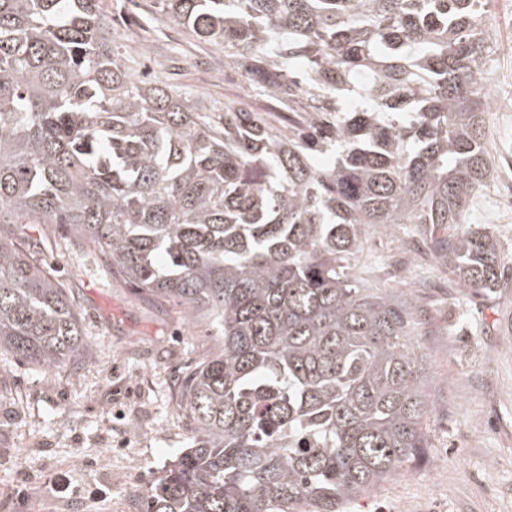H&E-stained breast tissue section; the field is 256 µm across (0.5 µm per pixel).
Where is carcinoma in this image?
<instances>
[{
  "mask_svg": "<svg viewBox=\"0 0 512 512\" xmlns=\"http://www.w3.org/2000/svg\"><path fill=\"white\" fill-rule=\"evenodd\" d=\"M288 128L138 79L101 0H0V227L62 226L143 297L219 330L176 378L189 447L140 512H340L427 447L410 293L362 288L366 237L430 229L458 285L503 256L466 223L491 173L486 0H161ZM0 234V349L85 347L79 303Z\"/></svg>",
  "mask_w": 512,
  "mask_h": 512,
  "instance_id": "1",
  "label": "carcinoma"
}]
</instances>
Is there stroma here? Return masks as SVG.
Returning <instances> with one entry per match:
<instances>
[{
    "label": "stroma",
    "mask_w": 512,
    "mask_h": 512,
    "mask_svg": "<svg viewBox=\"0 0 512 512\" xmlns=\"http://www.w3.org/2000/svg\"><path fill=\"white\" fill-rule=\"evenodd\" d=\"M499 22L487 69L490 99L512 100V0H492ZM134 73H149L203 105L266 113L281 107L224 73V49L200 42L157 0H102ZM493 174L468 221L497 236L509 279L492 296L460 288L436 265L424 233L378 234L354 272L365 285L413 293L422 320L425 374L435 411L422 457L344 512H512V127L486 125ZM40 257L77 297L86 343L79 359L47 371L0 353V512H138V493L187 448L189 420L176 405L180 371L217 346L215 329L189 323L183 306L137 296L66 230L27 224ZM25 501H18V488Z\"/></svg>",
    "instance_id": "35a3bbf8"
}]
</instances>
